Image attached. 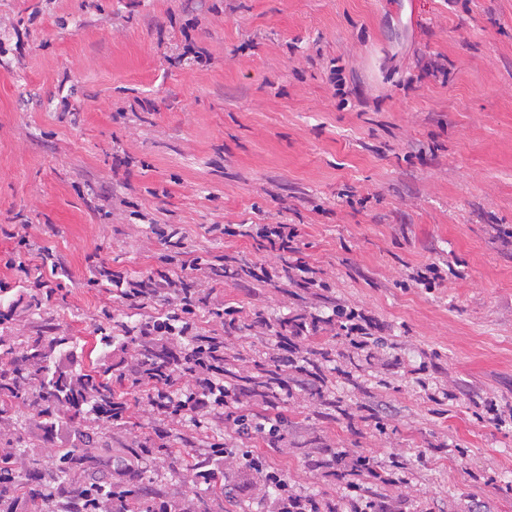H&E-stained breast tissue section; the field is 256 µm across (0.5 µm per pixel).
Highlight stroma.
I'll list each match as a JSON object with an SVG mask.
<instances>
[{
  "label": "stroma",
  "instance_id": "stroma-1",
  "mask_svg": "<svg viewBox=\"0 0 512 512\" xmlns=\"http://www.w3.org/2000/svg\"><path fill=\"white\" fill-rule=\"evenodd\" d=\"M188 0H0V23L27 30L0 39V226L26 224L34 251L68 273L51 299L31 288L0 292L18 305L1 330L16 351L38 336H67L56 367H110L128 392L111 329L109 290L85 287L96 262L139 274L162 246L148 223L175 224L190 251L232 272L217 290L244 324L224 335L245 374L262 376L284 319L310 312L317 327L296 344L333 368L322 392L283 398L287 454L249 439L298 492L336 501L350 459L405 477L364 478V494L394 512H512V0H209L183 35ZM211 58L179 61L185 43ZM133 157L112 164L114 148ZM137 202L141 218L110 194ZM295 225L298 255L324 269L332 290L315 297L258 285L246 272L275 252L210 234L214 224ZM437 264L426 290L410 274ZM369 316L374 359L327 324L334 303ZM262 316L261 336L246 324ZM155 430L150 451L133 424ZM99 442L53 489L102 478L138 485L199 512H267L269 503L225 473V492L187 488L162 467L168 451L202 460L223 424L172 426L141 407L133 423L89 420ZM77 434L14 408L0 448L33 463L37 486Z\"/></svg>",
  "mask_w": 512,
  "mask_h": 512
}]
</instances>
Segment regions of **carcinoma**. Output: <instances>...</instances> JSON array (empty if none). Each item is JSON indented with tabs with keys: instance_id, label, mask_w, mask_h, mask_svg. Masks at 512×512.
<instances>
[{
	"instance_id": "cac0c4a2",
	"label": "carcinoma",
	"mask_w": 512,
	"mask_h": 512,
	"mask_svg": "<svg viewBox=\"0 0 512 512\" xmlns=\"http://www.w3.org/2000/svg\"><path fill=\"white\" fill-rule=\"evenodd\" d=\"M68 340L67 336H55L46 342L40 336L26 342L21 355L12 358L6 367H0V414L8 413L13 409V403L19 401L52 424L58 420L55 405L59 401L72 400L79 406L68 420L79 430L80 445L61 449L60 465L53 474L55 481L63 480L70 466L87 457L96 445L94 437L82 430L84 410L101 407L112 399V389L106 381L108 371H90L73 377L52 369V351L67 344ZM0 488L16 497H27L23 484L12 478L10 465L6 462L0 463Z\"/></svg>"
}]
</instances>
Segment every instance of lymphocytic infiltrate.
I'll return each instance as SVG.
<instances>
[{"mask_svg":"<svg viewBox=\"0 0 512 512\" xmlns=\"http://www.w3.org/2000/svg\"><path fill=\"white\" fill-rule=\"evenodd\" d=\"M210 230L228 241L256 237L277 251L278 271L261 267L252 275L256 282L275 289L285 281L323 291L331 287L323 269L294 258L292 242L297 231L290 225L214 224ZM151 232L165 245L156 266L130 275L102 264L86 282L90 288H111L119 311L149 305L157 309L151 320L123 329L126 339L119 345L123 354L121 365L131 388L145 392L151 411L171 423L189 420L199 425L220 419L231 440L246 434L256 437L279 433L284 424L282 416L257 412L248 422L238 412L246 391L228 381L237 356L225 342L220 328L241 321V310L211 305L210 295L201 287L203 281L223 277V265L200 256H188L182 240L176 239L174 232L165 226L152 225ZM13 237L15 249L0 259V265L10 273L9 280L0 279V290L7 289L12 282H29L44 288L58 280L62 271L59 261L45 258L36 263L27 261L31 249L28 232L17 231ZM206 305L212 306L217 321L216 328L209 330L203 328L199 315L200 308ZM163 338L176 341L180 347L179 355L166 365L155 363L147 354L150 345ZM266 359L272 370L263 383L261 397L269 402L291 388H305L308 379H320L322 374L320 364L307 351L281 340L275 341ZM235 458L228 444L210 446L203 460L185 464L180 471L181 479L191 488L209 483L224 468L233 465ZM244 460L247 486L269 500L271 512H343L341 505L325 507L314 496L291 493L285 476L262 457L248 454Z\"/></svg>","mask_w":512,"mask_h":512,"instance_id":"lymphocytic-infiltrate-1","label":"lymphocytic infiltrate"}]
</instances>
